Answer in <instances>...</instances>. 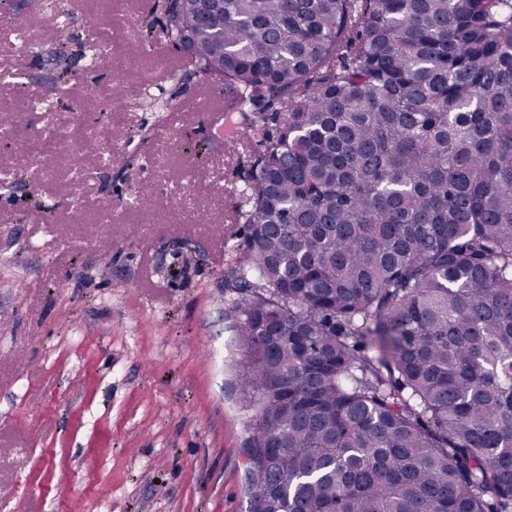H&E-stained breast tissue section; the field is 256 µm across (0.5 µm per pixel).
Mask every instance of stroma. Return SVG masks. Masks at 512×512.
Returning a JSON list of instances; mask_svg holds the SVG:
<instances>
[{"instance_id":"obj_1","label":"stroma","mask_w":512,"mask_h":512,"mask_svg":"<svg viewBox=\"0 0 512 512\" xmlns=\"http://www.w3.org/2000/svg\"><path fill=\"white\" fill-rule=\"evenodd\" d=\"M5 0L0 512H247L253 417L224 318L256 147L189 111L159 0Z\"/></svg>"}]
</instances>
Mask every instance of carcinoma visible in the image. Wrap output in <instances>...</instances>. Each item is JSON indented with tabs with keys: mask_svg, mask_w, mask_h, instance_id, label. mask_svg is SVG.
Here are the masks:
<instances>
[{
	"mask_svg": "<svg viewBox=\"0 0 512 512\" xmlns=\"http://www.w3.org/2000/svg\"><path fill=\"white\" fill-rule=\"evenodd\" d=\"M164 32L258 146L224 285L250 512H512V0H174Z\"/></svg>",
	"mask_w": 512,
	"mask_h": 512,
	"instance_id": "cac0c4a2",
	"label": "carcinoma"
}]
</instances>
